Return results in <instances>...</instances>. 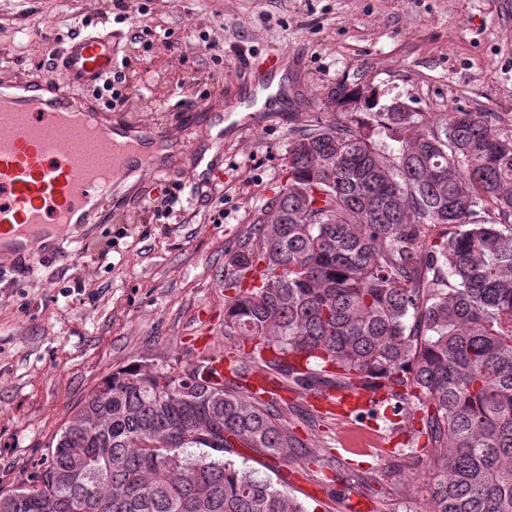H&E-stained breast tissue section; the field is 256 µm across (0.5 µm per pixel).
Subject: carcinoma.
<instances>
[{"mask_svg":"<svg viewBox=\"0 0 512 512\" xmlns=\"http://www.w3.org/2000/svg\"><path fill=\"white\" fill-rule=\"evenodd\" d=\"M335 103L352 110L299 134L273 217L225 253L224 339L251 352L228 375L210 350L113 370L0 512H307L236 461L303 447L253 371L421 406L434 512H512V117Z\"/></svg>","mask_w":512,"mask_h":512,"instance_id":"obj_1","label":"carcinoma"}]
</instances>
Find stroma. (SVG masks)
<instances>
[{
	"mask_svg": "<svg viewBox=\"0 0 512 512\" xmlns=\"http://www.w3.org/2000/svg\"><path fill=\"white\" fill-rule=\"evenodd\" d=\"M0 0V81L51 74L49 49L87 30L130 61L117 112L176 121L242 94L241 63L285 56L297 109L232 120L222 177L177 217L136 208L78 241L79 265L0 276V494L27 483L58 431L112 370L224 347V252L248 236L288 172L293 139L337 89L375 92L445 121L454 107L512 117V0ZM209 33L214 49L198 40ZM421 413L389 423L326 413L287 427L333 468L281 465L309 512H428L433 457ZM361 472L369 489L347 481Z\"/></svg>",
	"mask_w": 512,
	"mask_h": 512,
	"instance_id": "35a3bbf8",
	"label": "stroma"
}]
</instances>
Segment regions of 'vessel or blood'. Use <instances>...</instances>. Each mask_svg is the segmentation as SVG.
Instances as JSON below:
<instances>
[{
    "label": "vessel or blood",
    "mask_w": 512,
    "mask_h": 512,
    "mask_svg": "<svg viewBox=\"0 0 512 512\" xmlns=\"http://www.w3.org/2000/svg\"><path fill=\"white\" fill-rule=\"evenodd\" d=\"M115 65L111 33L77 35L60 54L54 74L0 84V271L22 272L37 262L79 263L73 244L82 225L112 220L115 192L143 174L176 176L182 158L172 147L197 123L224 143V116L286 101L288 81L276 92L253 89L244 99L191 108L180 123L160 128L117 120L90 100H76L77 84H92ZM193 195L209 185L215 162L206 149L190 152Z\"/></svg>",
    "instance_id": "b4317fda"
}]
</instances>
